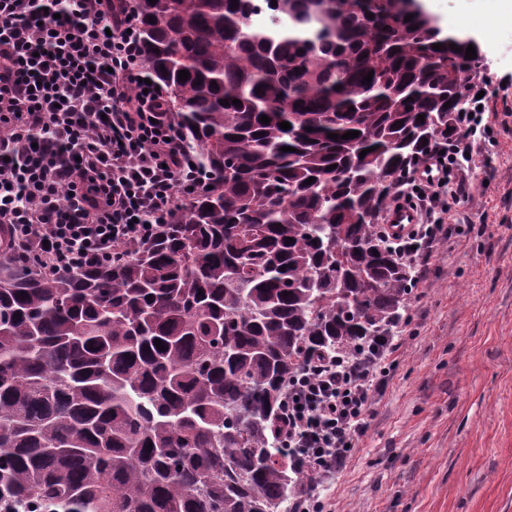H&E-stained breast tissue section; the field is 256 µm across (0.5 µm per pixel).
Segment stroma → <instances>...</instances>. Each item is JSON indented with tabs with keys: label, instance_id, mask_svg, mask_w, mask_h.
<instances>
[{
	"label": "stroma",
	"instance_id": "obj_1",
	"mask_svg": "<svg viewBox=\"0 0 512 512\" xmlns=\"http://www.w3.org/2000/svg\"><path fill=\"white\" fill-rule=\"evenodd\" d=\"M453 33L484 23L474 0H435ZM493 144L448 202L455 234L413 289L414 335L368 432L325 484L330 512H512V26L481 46Z\"/></svg>",
	"mask_w": 512,
	"mask_h": 512
}]
</instances>
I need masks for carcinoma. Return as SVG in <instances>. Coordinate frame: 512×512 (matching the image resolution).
<instances>
[{"label":"carcinoma","mask_w":512,"mask_h":512,"mask_svg":"<svg viewBox=\"0 0 512 512\" xmlns=\"http://www.w3.org/2000/svg\"><path fill=\"white\" fill-rule=\"evenodd\" d=\"M231 3L131 5L212 188L110 263L0 259V512H288L283 389L401 317L415 272L376 224L462 141L480 47L414 0Z\"/></svg>","instance_id":"cac0c4a2"}]
</instances>
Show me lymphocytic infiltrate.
<instances>
[{
    "label": "lymphocytic infiltrate",
    "mask_w": 512,
    "mask_h": 512,
    "mask_svg": "<svg viewBox=\"0 0 512 512\" xmlns=\"http://www.w3.org/2000/svg\"><path fill=\"white\" fill-rule=\"evenodd\" d=\"M128 0H0V224L8 248L46 266L111 258L151 234L206 185L192 168L162 91L140 83L141 49ZM437 181L417 180L422 222L395 240L424 280L456 232L445 193L467 195L458 158L431 155ZM400 335L307 361L284 391L280 434L308 475L289 512H324L322 479L345 467L393 378Z\"/></svg>",
    "instance_id": "obj_1"
}]
</instances>
